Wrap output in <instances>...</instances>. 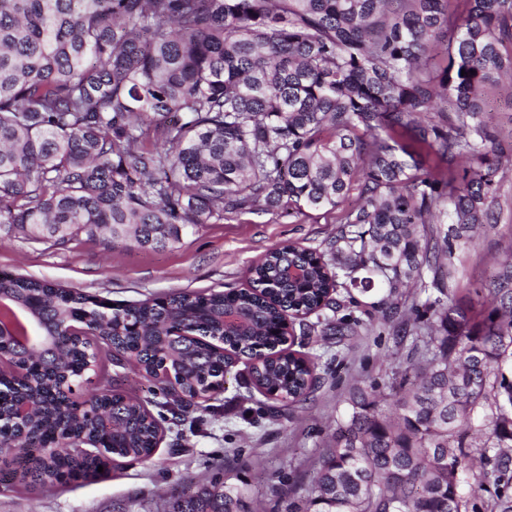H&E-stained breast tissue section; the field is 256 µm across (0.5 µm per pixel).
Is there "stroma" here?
I'll list each match as a JSON object with an SVG mask.
<instances>
[{"label": "stroma", "mask_w": 512, "mask_h": 512, "mask_svg": "<svg viewBox=\"0 0 512 512\" xmlns=\"http://www.w3.org/2000/svg\"><path fill=\"white\" fill-rule=\"evenodd\" d=\"M500 221L484 225L468 251L453 302L474 310L489 299L487 286L512 247V171L500 183ZM336 231L333 215L311 211L295 218L287 209L244 212L198 225L179 243L144 251L122 239L79 237L59 247L0 238V272L61 283L120 305L184 290L248 287L250 266L267 253L295 243L319 250ZM295 350L314 357L321 384L292 407L242 384L243 363L227 374L224 389L192 420L165 422L154 457L127 463L117 473L62 488L27 494L0 483V512H168L183 489L208 483L215 471L241 487L250 512H297L307 498L353 388L387 391L418 364L409 342L391 325L373 324L336 346L312 333Z\"/></svg>", "instance_id": "35a3bbf8"}]
</instances>
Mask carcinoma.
<instances>
[{
	"label": "carcinoma",
	"instance_id": "cac0c4a2",
	"mask_svg": "<svg viewBox=\"0 0 512 512\" xmlns=\"http://www.w3.org/2000/svg\"><path fill=\"white\" fill-rule=\"evenodd\" d=\"M504 75L512 0H0L1 225L55 246L107 234L156 250L258 207L339 224L321 251H273L249 287L227 292L110 307L0 276L16 301L4 315L82 333L57 357L0 345L24 369L16 386L0 378V418L22 398L40 405L25 436L0 429V470L33 492L153 457L160 421L111 380L57 403L58 377L82 379L102 352L146 378L180 368L177 386L154 381L176 420L233 355L250 360V387L297 403L321 380L287 346L311 333L305 317L340 343L412 288L420 300L396 335L412 337L421 368L399 394L352 393L306 512H468L466 458L479 469L471 496L491 485V512H512V253L486 309L450 303L457 250L498 222L499 175L512 169V143L484 118ZM352 193L358 204L340 208ZM292 267L303 280L288 279ZM289 315L302 320L287 330ZM180 328L199 340L175 343ZM478 418L489 433L473 430ZM92 443L118 452L96 456ZM169 512L248 506L220 474Z\"/></svg>",
	"mask_w": 512,
	"mask_h": 512
}]
</instances>
